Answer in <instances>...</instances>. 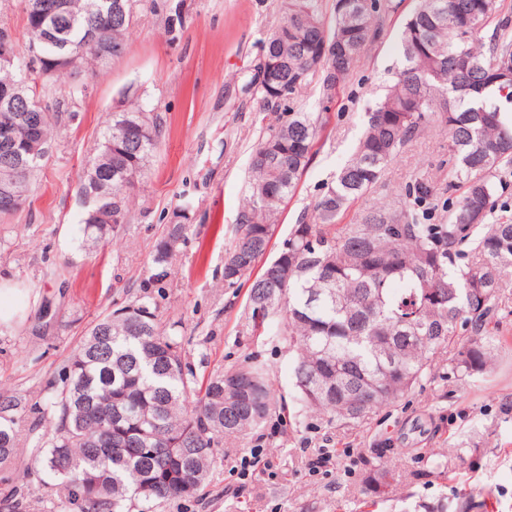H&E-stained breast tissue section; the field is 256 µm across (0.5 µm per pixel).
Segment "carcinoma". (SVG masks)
I'll use <instances>...</instances> for the list:
<instances>
[{
	"mask_svg": "<svg viewBox=\"0 0 512 512\" xmlns=\"http://www.w3.org/2000/svg\"><path fill=\"white\" fill-rule=\"evenodd\" d=\"M106 0H61L62 42L78 44L91 21L101 37L127 51L126 21L98 14ZM379 0H346L325 26L323 0H282L285 20L265 39L283 66L276 79L258 85L262 125L251 159L253 179L224 257V287L237 288L255 274L249 290L253 328L288 339L291 402L301 419L344 428L405 400L442 377L459 384L492 373L499 324L512 312L505 284L512 281V221L493 220L495 178L512 167V24L500 17L499 0H419L401 33L402 67L374 107L353 158L313 209L301 215L277 257L262 262L274 221L308 169L313 148L328 125L321 112L294 108L302 85L295 74L320 77L332 99L378 32ZM486 46L477 35L490 23ZM55 16L28 17V44H36ZM60 48L45 45L41 57L0 71V86L24 78L26 99L66 73L45 60ZM24 99V100H26ZM24 100L15 102L26 112ZM43 141L53 147L59 115L43 104ZM448 130L454 162L450 184L463 189L435 223L425 202L434 187L415 181L396 209L360 212L351 224L337 217L376 185L384 168L430 125ZM160 114L134 103L112 113L83 182L102 181L106 207L127 223L133 172L143 176L165 135ZM114 233L109 224L84 223L86 240ZM185 237V225L169 224L155 262L168 261ZM259 272H254L257 264ZM95 323L58 379L37 405L0 389V467L18 454L16 415L36 411L52 430L30 449L32 462L64 485L65 500L80 512H129L131 503L191 498L216 463L224 438L262 425L278 400L269 370L247 363L217 369L203 381L184 362L180 336L163 330L155 307L143 297ZM125 439L115 448L112 439ZM395 470L379 464L367 476L370 492L384 495Z\"/></svg>",
	"mask_w": 512,
	"mask_h": 512,
	"instance_id": "carcinoma-1",
	"label": "carcinoma"
}]
</instances>
